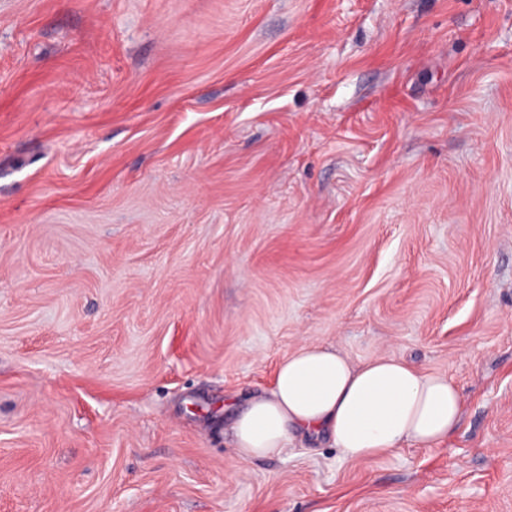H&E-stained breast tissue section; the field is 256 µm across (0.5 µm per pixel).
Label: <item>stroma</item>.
<instances>
[{
    "label": "stroma",
    "mask_w": 512,
    "mask_h": 512,
    "mask_svg": "<svg viewBox=\"0 0 512 512\" xmlns=\"http://www.w3.org/2000/svg\"><path fill=\"white\" fill-rule=\"evenodd\" d=\"M310 342L460 428L237 461ZM0 512H512V0H0Z\"/></svg>",
    "instance_id": "obj_1"
}]
</instances>
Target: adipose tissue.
Returning a JSON list of instances; mask_svg holds the SVG:
<instances>
[{"label":"adipose tissue","mask_w":512,"mask_h":512,"mask_svg":"<svg viewBox=\"0 0 512 512\" xmlns=\"http://www.w3.org/2000/svg\"><path fill=\"white\" fill-rule=\"evenodd\" d=\"M462 408L448 376L394 357L356 364L306 343L279 363L271 389L247 403L230 433L242 462L281 454L299 434L325 439L345 460L358 462L407 443L442 444L459 427Z\"/></svg>","instance_id":"1"}]
</instances>
